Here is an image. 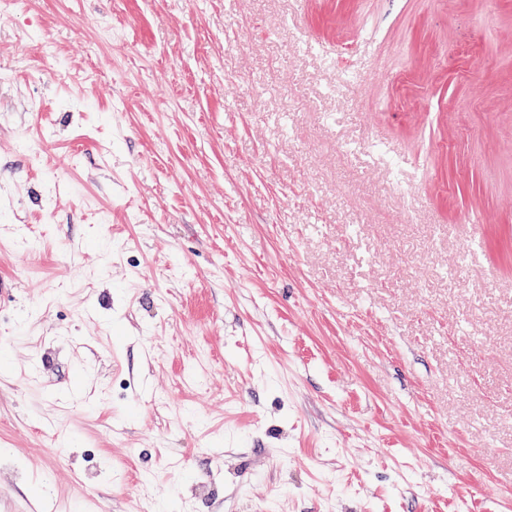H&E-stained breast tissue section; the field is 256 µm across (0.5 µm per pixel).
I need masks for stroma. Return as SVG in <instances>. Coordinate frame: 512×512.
Segmentation results:
<instances>
[{
  "label": "stroma",
  "instance_id": "1",
  "mask_svg": "<svg viewBox=\"0 0 512 512\" xmlns=\"http://www.w3.org/2000/svg\"><path fill=\"white\" fill-rule=\"evenodd\" d=\"M0 512H512V0L0 5Z\"/></svg>",
  "mask_w": 512,
  "mask_h": 512
}]
</instances>
